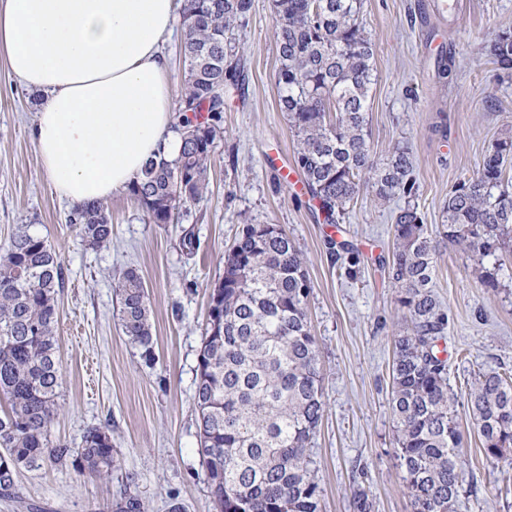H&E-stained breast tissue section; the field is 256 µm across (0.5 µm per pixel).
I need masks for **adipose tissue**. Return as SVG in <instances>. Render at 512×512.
Here are the masks:
<instances>
[{
	"mask_svg": "<svg viewBox=\"0 0 512 512\" xmlns=\"http://www.w3.org/2000/svg\"><path fill=\"white\" fill-rule=\"evenodd\" d=\"M179 0H0V54L38 98L33 138L44 173L72 205L126 192L145 161L173 159L162 40Z\"/></svg>",
	"mask_w": 512,
	"mask_h": 512,
	"instance_id": "ef3b65f1",
	"label": "adipose tissue"
}]
</instances>
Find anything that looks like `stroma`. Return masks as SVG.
<instances>
[{
    "mask_svg": "<svg viewBox=\"0 0 512 512\" xmlns=\"http://www.w3.org/2000/svg\"><path fill=\"white\" fill-rule=\"evenodd\" d=\"M271 0H253L240 33L246 84L225 93L224 137L210 158V184L171 223H148L128 194L107 200L109 247L80 244L66 219L70 205L46 180L31 131L37 102L12 81L0 55V248L17 225H31L62 258L57 357L59 415L51 437L78 446L84 433L109 426L120 468L89 478L48 465L21 472L0 512H96L135 490L146 512H214L197 453L194 394L209 293L224 274V252L245 221L277 224L300 251L313 292L312 332L319 344L326 413L314 450L324 512H352L357 468L368 471L375 512H413L394 452L391 365L406 325L384 262L393 250L400 200L381 203L362 188L344 222L362 253L356 278L340 276L307 199L283 185L269 158L292 157L294 137L278 103ZM363 23L375 46L369 126L375 160L399 143L413 152L416 199L425 224L442 223L449 191L473 178L492 142L512 135V69L494 65L492 38L512 33V0H364ZM454 57L441 83L439 51ZM192 236L193 253L181 241ZM496 286L476 279L473 258L441 246L436 291L448 312L450 383L464 393L475 371L512 368V253L498 255ZM132 268L148 291L154 360L145 362L124 335L113 277ZM477 492L456 512H512V462L489 465L477 436L463 449Z\"/></svg>",
    "mask_w": 512,
    "mask_h": 512,
    "instance_id": "35a3bbf8",
    "label": "stroma"
}]
</instances>
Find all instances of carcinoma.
Wrapping results in <instances>:
<instances>
[{
	"label": "carcinoma",
	"mask_w": 512,
	"mask_h": 512,
	"mask_svg": "<svg viewBox=\"0 0 512 512\" xmlns=\"http://www.w3.org/2000/svg\"><path fill=\"white\" fill-rule=\"evenodd\" d=\"M252 0H184L181 8L183 92L177 127L181 152L145 163L130 199L153 224H168L207 190L208 163L224 137V90L243 80L239 32ZM364 0H272L280 110L295 136L294 163L324 223L342 232L362 186L383 201L417 193L411 147L372 159L368 110L374 48L360 20ZM490 56L512 68V34L497 35ZM453 57L435 60L436 77L452 78ZM512 135L495 140L475 178L448 193L438 234L478 256L483 284H495L484 259L512 242ZM392 225L389 277L408 327L394 339L390 410L395 450L414 512H455L471 483L461 460L464 408L489 463L512 458V370L480 371L458 399L441 347L448 314L434 292L437 244L414 206ZM81 245L112 240L102 202L67 217ZM344 275H357L361 256L346 240ZM125 336L154 360L149 300L139 274L114 277ZM60 256L31 225L20 224L0 253V491L9 475L46 463L80 476L102 477L119 467L111 430H88L73 448L51 439L58 414L56 357ZM313 284L301 253L277 224H246L224 254V277L209 294V318L199 353L194 402L198 455L217 512H323L312 448L326 411L319 349L308 312ZM352 512H374L368 472L358 469ZM106 512H145L130 488Z\"/></svg>",
	"instance_id": "obj_1"
}]
</instances>
